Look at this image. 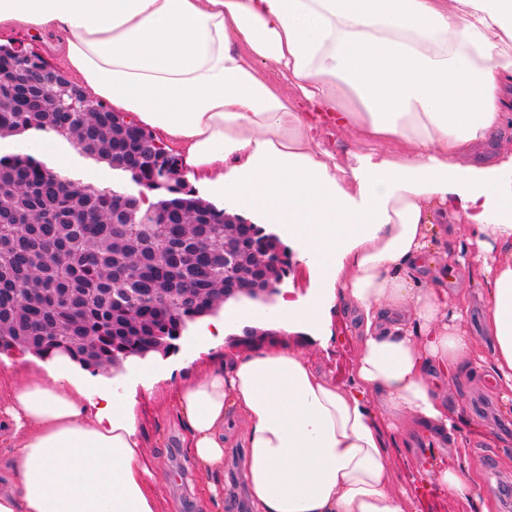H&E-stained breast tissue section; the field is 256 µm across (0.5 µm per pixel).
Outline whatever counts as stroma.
Here are the masks:
<instances>
[{"instance_id":"obj_1","label":"stroma","mask_w":512,"mask_h":512,"mask_svg":"<svg viewBox=\"0 0 512 512\" xmlns=\"http://www.w3.org/2000/svg\"><path fill=\"white\" fill-rule=\"evenodd\" d=\"M56 144L70 156L66 174L71 179L82 184L97 179L102 187L115 192L138 193V186L122 171L83 155L67 140L57 139ZM469 237L470 227L466 219H459L448 238L447 251L434 258L435 268L455 265L456 256L469 250ZM455 267L448 279V291L453 294L462 289L468 293L472 304L468 330L473 335H480L484 299L478 264L470 259ZM197 329V324H190L173 353L131 358L121 367L108 366L98 371L101 383L136 402L142 440L157 473L161 512H201L198 500L200 476L181 446L183 429L172 405L175 388L200 375L217 355L216 350L197 347ZM333 331L332 339L323 343L269 327L260 321L248 332L231 329L224 339V347L246 353L269 342L284 343L302 350L336 383L345 384L351 379L359 342L345 315H334ZM445 394L449 410L459 416V426L474 421L488 427L498 437L500 445L496 448L488 447L485 439H472L467 460L482 489L495 495L497 512H512V414L506 412L491 380L473 379L466 370L449 379ZM243 454L241 439L233 438L224 457V506L221 512H249L247 479L240 467ZM438 454L435 448H409L403 441H396L387 457L393 490L412 492L419 483L420 473Z\"/></svg>"}]
</instances>
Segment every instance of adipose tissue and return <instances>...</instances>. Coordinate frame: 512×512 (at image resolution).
<instances>
[{
  "label": "adipose tissue",
  "instance_id": "adipose-tissue-1",
  "mask_svg": "<svg viewBox=\"0 0 512 512\" xmlns=\"http://www.w3.org/2000/svg\"><path fill=\"white\" fill-rule=\"evenodd\" d=\"M52 32L87 95L152 131L189 178L279 226L322 286L281 299L287 332L350 315L352 381L274 342L180 384L183 446L203 505H220L225 431L243 425L253 512H409L386 465L396 438L451 448L435 487L496 512L440 392L461 370L512 397V0H0V29ZM295 96H288V89ZM370 151L336 160L320 113ZM486 291L481 336L432 254L458 216ZM257 315L205 317L204 346ZM491 353H484V345ZM134 400L77 377L69 357L0 397V512H159Z\"/></svg>",
  "mask_w": 512,
  "mask_h": 512
}]
</instances>
